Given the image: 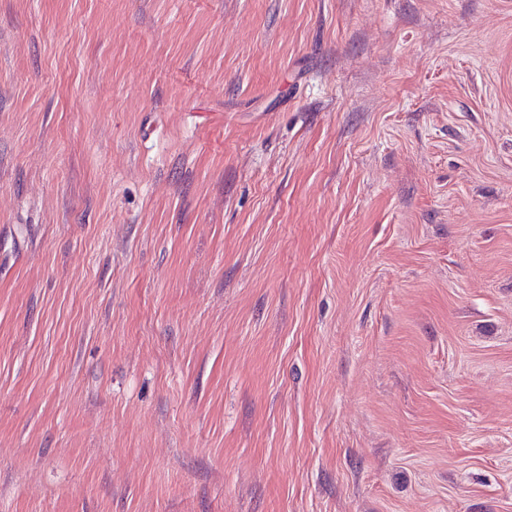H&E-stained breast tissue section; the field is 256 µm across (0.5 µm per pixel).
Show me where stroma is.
I'll list each match as a JSON object with an SVG mask.
<instances>
[{
	"instance_id": "1",
	"label": "stroma",
	"mask_w": 512,
	"mask_h": 512,
	"mask_svg": "<svg viewBox=\"0 0 512 512\" xmlns=\"http://www.w3.org/2000/svg\"><path fill=\"white\" fill-rule=\"evenodd\" d=\"M0 512H512V0H0Z\"/></svg>"
}]
</instances>
